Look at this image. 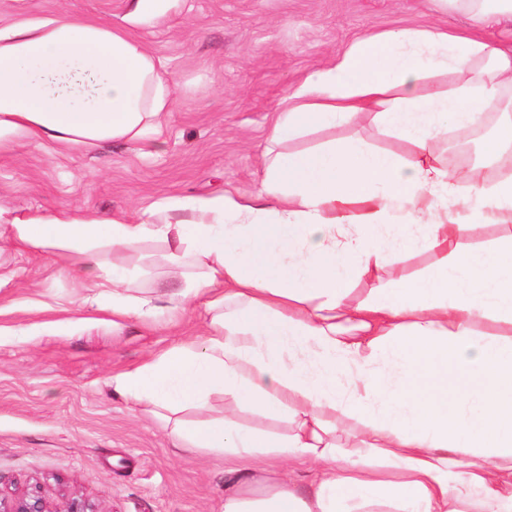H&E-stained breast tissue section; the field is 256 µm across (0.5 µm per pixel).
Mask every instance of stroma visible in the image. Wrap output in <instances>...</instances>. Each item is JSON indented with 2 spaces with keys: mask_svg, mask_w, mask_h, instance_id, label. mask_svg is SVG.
<instances>
[{
  "mask_svg": "<svg viewBox=\"0 0 512 512\" xmlns=\"http://www.w3.org/2000/svg\"><path fill=\"white\" fill-rule=\"evenodd\" d=\"M132 0H0L17 14L67 11L116 20ZM468 20L428 0H179L136 34L176 87L149 153L122 143L93 153L32 146L0 158V196L16 206L136 210L163 196L261 187L260 155L296 83L370 34ZM358 136L407 154L362 120L305 134L295 149ZM0 267V494L39 490L51 512L83 499L96 512H224V460L175 446L171 425L115 391L113 374L202 331L198 312L112 329L109 306L73 305L74 282L51 257L8 251Z\"/></svg>",
  "mask_w": 512,
  "mask_h": 512,
  "instance_id": "35a3bbf8",
  "label": "stroma"
}]
</instances>
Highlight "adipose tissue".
I'll return each instance as SVG.
<instances>
[{
    "label": "adipose tissue",
    "instance_id": "ef3b65f1",
    "mask_svg": "<svg viewBox=\"0 0 512 512\" xmlns=\"http://www.w3.org/2000/svg\"><path fill=\"white\" fill-rule=\"evenodd\" d=\"M168 0H133L122 23L55 12L0 26V156L19 146L96 151L140 147L167 118L174 87L134 27ZM447 91H425L442 73ZM512 112V44L437 28L383 31L298 82L277 113L259 192L166 196L99 214L0 203V242L73 269L80 301L112 297V327L157 315L137 297L129 262L148 245L175 290L172 313L195 308L204 331L113 375L155 411L223 416L176 421L173 438L228 462L224 512H512V341L478 340L475 324H512V242L476 249V226L512 222V178L449 171L432 151L482 115ZM371 119L412 156L355 138L307 150L314 129ZM440 260L411 277L396 259ZM368 285L361 302L355 284ZM397 370L395 381L379 372ZM278 414L292 433L242 427L235 413ZM358 419V444L338 456L336 417ZM308 461L299 488L263 484L264 464Z\"/></svg>",
    "mask_w": 512,
    "mask_h": 512
}]
</instances>
